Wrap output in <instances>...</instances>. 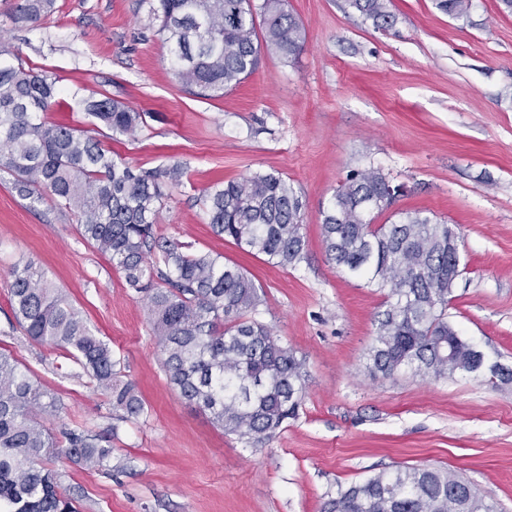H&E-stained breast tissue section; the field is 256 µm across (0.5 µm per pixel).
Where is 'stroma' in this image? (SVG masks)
Segmentation results:
<instances>
[{"label": "stroma", "mask_w": 512, "mask_h": 512, "mask_svg": "<svg viewBox=\"0 0 512 512\" xmlns=\"http://www.w3.org/2000/svg\"><path fill=\"white\" fill-rule=\"evenodd\" d=\"M148 0H56L32 26L0 29L24 64L58 80L46 119L91 128L74 95L126 102L144 119L106 139L116 160L150 170L181 163L157 230L222 255L262 287L261 321L306 361L298 418L265 447L225 435L182 400L162 369L147 310L121 272L80 234L77 215L20 197L0 170V352L60 398L54 437L109 438L111 472L52 460L79 512H321L328 494L385 468H448L512 512V382L489 372L448 379L366 370L385 295L331 263L322 212L349 171L383 169L403 193L377 223L419 210L451 225L466 269L448 320L487 364L512 369V16L473 0L455 18L433 0H389L375 28L346 0H288L305 29L290 61L262 49L257 70L217 98L175 79ZM276 172L300 191L307 259L278 268L215 236L203 202L213 183ZM32 260L62 288L120 361L148 407L118 417L110 394L14 320L8 271Z\"/></svg>", "instance_id": "35a3bbf8"}]
</instances>
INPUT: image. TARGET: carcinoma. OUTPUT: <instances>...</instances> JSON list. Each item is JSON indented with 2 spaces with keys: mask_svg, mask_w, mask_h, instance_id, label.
<instances>
[{
  "mask_svg": "<svg viewBox=\"0 0 512 512\" xmlns=\"http://www.w3.org/2000/svg\"><path fill=\"white\" fill-rule=\"evenodd\" d=\"M151 18L168 45L175 78L192 93L224 95L259 65L256 16L268 48L297 56L305 31L285 0H157ZM378 29L396 21L387 0H347ZM440 11L468 16L472 0H435ZM55 0H14V27L53 14ZM57 80L24 65L16 49H0V169L14 174L17 193L46 199L80 218L82 236L124 273L142 295L168 382L188 404L253 448H262L297 417L306 394L305 361L259 320L262 290L238 266L210 253H189L156 234L164 188L181 182L177 163L136 170L87 130L44 119L56 102ZM76 105L112 134L131 135L143 113L108 97ZM393 185L379 167L353 171L323 212L328 260L370 287L387 291L368 352V371L435 379L478 373L484 355L448 322V305L462 267L458 235L424 212H402L390 224L376 215L392 205ZM212 232L286 269L305 258L301 193L282 175L255 173L216 183L205 194ZM9 301L26 336L60 349L108 391L125 417L145 413L136 386L119 379V361L59 289L33 262L9 271ZM61 409L15 357L0 352V512H78L47 466L64 458L102 470L112 446L80 428L58 442L41 423ZM322 512H501L450 470L413 466L381 471L339 488Z\"/></svg>",
  "mask_w": 512,
  "mask_h": 512,
  "instance_id": "cac0c4a2",
  "label": "carcinoma"
}]
</instances>
